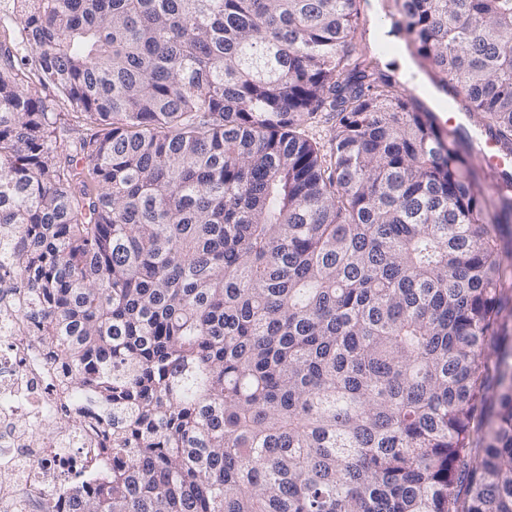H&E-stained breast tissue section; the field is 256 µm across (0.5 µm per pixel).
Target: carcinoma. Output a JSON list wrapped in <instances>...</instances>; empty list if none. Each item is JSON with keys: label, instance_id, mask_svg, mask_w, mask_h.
I'll return each instance as SVG.
<instances>
[{"label": "carcinoma", "instance_id": "obj_1", "mask_svg": "<svg viewBox=\"0 0 512 512\" xmlns=\"http://www.w3.org/2000/svg\"><path fill=\"white\" fill-rule=\"evenodd\" d=\"M13 2L0 270L112 429L71 512H512V197L359 0ZM397 3L512 154V0ZM401 20L396 0H362L357 33V46L362 58L386 74L393 75L402 91L416 96L440 118L439 125L448 132V127L461 128L462 115L448 109L447 97L439 94L427 70L412 56L411 50L395 24ZM392 46V50L386 47ZM402 54V55H401ZM388 55L383 64L382 57ZM403 59L404 64L400 62ZM410 72L409 78L405 69ZM444 100L445 102H442Z\"/></svg>", "mask_w": 512, "mask_h": 512}]
</instances>
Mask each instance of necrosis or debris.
<instances>
[{
    "instance_id": "necrosis-or-debris-1",
    "label": "necrosis or debris",
    "mask_w": 512,
    "mask_h": 512,
    "mask_svg": "<svg viewBox=\"0 0 512 512\" xmlns=\"http://www.w3.org/2000/svg\"><path fill=\"white\" fill-rule=\"evenodd\" d=\"M40 331L22 289L0 278V512H69L64 489L98 486L111 468L108 429L82 391H61Z\"/></svg>"
}]
</instances>
